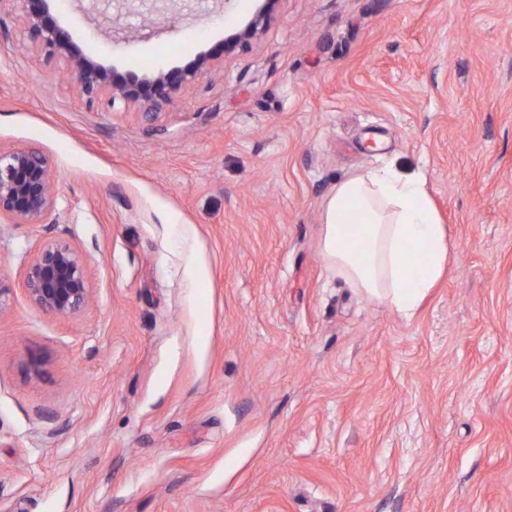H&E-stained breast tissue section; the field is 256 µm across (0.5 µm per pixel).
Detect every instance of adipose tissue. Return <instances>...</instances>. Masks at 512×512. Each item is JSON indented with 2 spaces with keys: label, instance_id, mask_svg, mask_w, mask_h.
<instances>
[{
  "label": "adipose tissue",
  "instance_id": "adipose-tissue-1",
  "mask_svg": "<svg viewBox=\"0 0 512 512\" xmlns=\"http://www.w3.org/2000/svg\"><path fill=\"white\" fill-rule=\"evenodd\" d=\"M426 182L421 170L371 168L340 182L323 212V252L337 275L406 318L450 253Z\"/></svg>",
  "mask_w": 512,
  "mask_h": 512
}]
</instances>
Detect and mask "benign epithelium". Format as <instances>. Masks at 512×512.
Instances as JSON below:
<instances>
[{"label":"benign epithelium","instance_id":"obj_1","mask_svg":"<svg viewBox=\"0 0 512 512\" xmlns=\"http://www.w3.org/2000/svg\"><path fill=\"white\" fill-rule=\"evenodd\" d=\"M48 0H0V10L20 13L30 42L49 58L63 60L65 76L90 103L105 99L136 104L145 114L170 101L180 85L206 76L217 59L214 53L198 55L190 65L174 74L160 72L139 82L123 78L87 57L50 16ZM265 21L257 12L241 30L224 43V50L252 40ZM56 197L49 157L31 146L0 149V222L50 224ZM24 287L38 309L58 316H73L86 306L90 286L86 264L69 243L49 240L38 246L24 272Z\"/></svg>","mask_w":512,"mask_h":512}]
</instances>
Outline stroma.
<instances>
[{
	"label": "stroma",
	"instance_id": "stroma-1",
	"mask_svg": "<svg viewBox=\"0 0 512 512\" xmlns=\"http://www.w3.org/2000/svg\"><path fill=\"white\" fill-rule=\"evenodd\" d=\"M193 0L135 40L50 14L159 114L87 104L0 13V148L52 162L54 224L0 223V512H512V0ZM423 168L451 244L411 319L323 255L338 183ZM75 316L29 301L46 239ZM265 21V12H257L253 18L241 30L233 34L224 43L223 52L231 50L234 46L252 40L259 32ZM24 287L35 307L58 316L80 313L90 294L83 257L69 243L55 239L34 252L24 272Z\"/></svg>",
	"mask_w": 512,
	"mask_h": 512
}]
</instances>
